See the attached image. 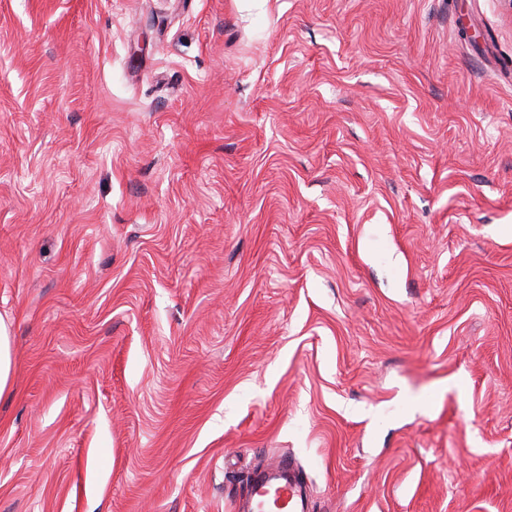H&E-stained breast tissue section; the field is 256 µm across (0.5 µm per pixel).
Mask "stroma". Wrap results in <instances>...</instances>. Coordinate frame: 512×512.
I'll return each instance as SVG.
<instances>
[{"label":"stroma","mask_w":512,"mask_h":512,"mask_svg":"<svg viewBox=\"0 0 512 512\" xmlns=\"http://www.w3.org/2000/svg\"><path fill=\"white\" fill-rule=\"evenodd\" d=\"M0 512H512V0H0ZM12 367L10 336L4 324L0 322V395L11 386ZM288 468V484L276 490L274 506L279 512H306L305 496L303 487L298 479L292 474L293 464L280 460L276 465L265 466L261 469L263 479H259V473L250 481L247 489L250 512H272L270 503L271 497L266 488L269 483L265 475L271 473L276 475Z\"/></svg>","instance_id":"stroma-1"}]
</instances>
